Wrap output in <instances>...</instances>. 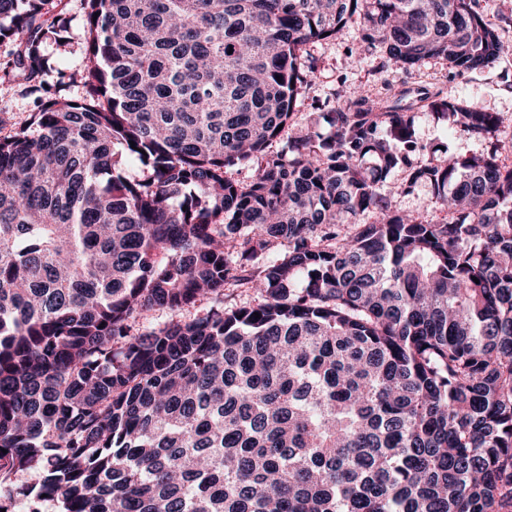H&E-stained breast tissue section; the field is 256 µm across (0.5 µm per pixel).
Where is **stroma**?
<instances>
[{"label": "stroma", "instance_id": "35a3bbf8", "mask_svg": "<svg viewBox=\"0 0 512 512\" xmlns=\"http://www.w3.org/2000/svg\"><path fill=\"white\" fill-rule=\"evenodd\" d=\"M63 7L70 21L67 41H46L43 50L52 66L70 74L81 71L84 65V13L81 0H64ZM306 50L315 62V70L294 108L295 127L321 131L317 105L334 99L342 84L362 87L382 100L405 90L417 112L416 134L422 142L446 147L460 156L483 153L484 142L469 138L428 111L425 97L439 92L463 106L494 112L502 118L497 134L501 144L499 162L512 167V55L463 76L454 75L447 62L440 59L404 70L386 63L380 54L365 52L360 22L356 19L350 20L336 37L308 44ZM12 52L11 46L0 44V131L5 133L24 123L34 108V97L25 81L3 73L13 58Z\"/></svg>", "mask_w": 512, "mask_h": 512}]
</instances>
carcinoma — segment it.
Masks as SVG:
<instances>
[{
  "instance_id": "carcinoma-1",
  "label": "carcinoma",
  "mask_w": 512,
  "mask_h": 512,
  "mask_svg": "<svg viewBox=\"0 0 512 512\" xmlns=\"http://www.w3.org/2000/svg\"><path fill=\"white\" fill-rule=\"evenodd\" d=\"M82 4L73 99L63 72L45 87L57 0H0L17 76L45 91L0 137V510L512 512L499 144L416 165L434 150L412 106L351 89L326 135L270 149L314 69L302 46L355 15L405 70L508 54L471 0ZM426 101L478 139L501 124ZM418 185L448 220L393 207Z\"/></svg>"
}]
</instances>
